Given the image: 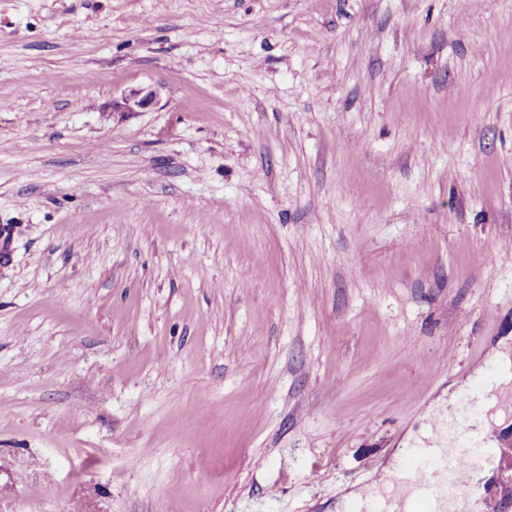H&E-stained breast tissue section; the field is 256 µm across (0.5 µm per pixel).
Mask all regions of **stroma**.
I'll list each match as a JSON object with an SVG mask.
<instances>
[{
  "instance_id": "1",
  "label": "stroma",
  "mask_w": 512,
  "mask_h": 512,
  "mask_svg": "<svg viewBox=\"0 0 512 512\" xmlns=\"http://www.w3.org/2000/svg\"><path fill=\"white\" fill-rule=\"evenodd\" d=\"M1 99L0 512H336L482 404L512 0H0ZM159 102V92L152 87H132L125 90L120 97L113 98L112 102L102 109L112 112L113 119L117 116L123 118L136 112H146Z\"/></svg>"
}]
</instances>
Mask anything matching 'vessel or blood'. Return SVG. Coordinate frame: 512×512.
Returning a JSON list of instances; mask_svg holds the SVG:
<instances>
[{
  "instance_id": "b4317fda",
  "label": "vessel or blood",
  "mask_w": 512,
  "mask_h": 512,
  "mask_svg": "<svg viewBox=\"0 0 512 512\" xmlns=\"http://www.w3.org/2000/svg\"><path fill=\"white\" fill-rule=\"evenodd\" d=\"M471 416V411L460 412L448 429H435L426 442L408 449L388 477L393 498L352 502L348 512H448L450 502L473 494L472 471L512 454V448L482 442L469 423Z\"/></svg>"
}]
</instances>
